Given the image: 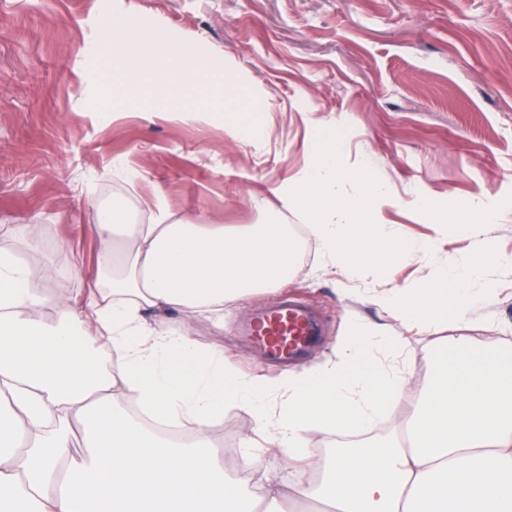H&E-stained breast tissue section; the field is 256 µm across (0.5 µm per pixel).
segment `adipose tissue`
<instances>
[{
	"label": "adipose tissue",
	"instance_id": "1",
	"mask_svg": "<svg viewBox=\"0 0 512 512\" xmlns=\"http://www.w3.org/2000/svg\"><path fill=\"white\" fill-rule=\"evenodd\" d=\"M128 30L108 19L99 34L123 85L139 84L156 50L182 82H200L209 69L176 29L135 40ZM347 184L356 193L342 195ZM278 195L306 214L327 263L347 280L393 276L411 254L434 265L429 279L392 280L374 297L420 330L456 329L407 417L381 440L336 449L318 472L298 471L285 491L226 477L225 448L211 437L225 407L253 418L241 445L243 469L255 470L257 438L305 458L309 432L370 428L405 398L413 373L372 361L394 339L354 324L335 360L302 375L269 385L236 372L189 324L287 284L302 260L299 242L280 224L172 220L160 195L151 224L117 222L109 203L84 227L98 244L99 281L83 296L35 289L53 265L20 253L47 225L15 227L14 248L0 250V512H284L288 493L315 512H512V358L498 341L477 339L470 320L481 299L472 281L491 266L512 272V257L497 255L484 234L494 206L450 205L434 237L407 239L379 217L393 198L368 170L344 169L329 140ZM448 223L466 226L474 243L466 267L444 252ZM157 311L183 320L158 332L148 320Z\"/></svg>",
	"mask_w": 512,
	"mask_h": 512
}]
</instances>
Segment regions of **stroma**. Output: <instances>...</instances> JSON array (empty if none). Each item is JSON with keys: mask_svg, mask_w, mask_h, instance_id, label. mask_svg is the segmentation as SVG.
Segmentation results:
<instances>
[{"mask_svg": "<svg viewBox=\"0 0 512 512\" xmlns=\"http://www.w3.org/2000/svg\"><path fill=\"white\" fill-rule=\"evenodd\" d=\"M125 16L141 34L180 30L211 60L209 83L174 90L149 74L121 90L99 32ZM102 112L115 121L100 124ZM322 137L339 143L344 167H368L398 199L384 219L406 237L433 228L404 200L485 195L497 208L487 234L512 256V0H0V248L13 225L49 226V238L21 254L30 264L52 258L43 293L94 288L97 245L83 224L117 194L130 223H148L160 193L173 220L285 224L301 243L288 285L190 325L239 373L280 375L238 327L256 307L297 297L325 325L313 362L332 359L342 324L355 322L394 331L393 354L424 381L453 327L407 328L380 311L369 297L385 290L382 273L338 293L342 271L323 263L304 215L276 194ZM120 161L135 179L113 174ZM493 281L472 317L479 338L512 352V276ZM252 426L229 407L212 435L237 458Z\"/></svg>", "mask_w": 512, "mask_h": 512, "instance_id": "1", "label": "stroma"}]
</instances>
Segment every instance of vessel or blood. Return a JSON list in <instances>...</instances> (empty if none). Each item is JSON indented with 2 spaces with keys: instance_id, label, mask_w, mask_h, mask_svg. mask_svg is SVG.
Segmentation results:
<instances>
[{
  "instance_id": "obj_1",
  "label": "vessel or blood",
  "mask_w": 512,
  "mask_h": 512,
  "mask_svg": "<svg viewBox=\"0 0 512 512\" xmlns=\"http://www.w3.org/2000/svg\"><path fill=\"white\" fill-rule=\"evenodd\" d=\"M249 332L267 356L283 362L304 358L321 339L317 317L297 301L256 314Z\"/></svg>"
}]
</instances>
